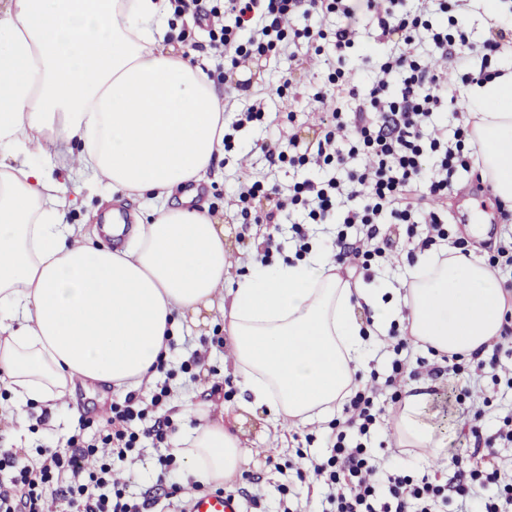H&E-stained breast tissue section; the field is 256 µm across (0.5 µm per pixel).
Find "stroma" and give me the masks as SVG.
Returning a JSON list of instances; mask_svg holds the SVG:
<instances>
[{
  "mask_svg": "<svg viewBox=\"0 0 512 512\" xmlns=\"http://www.w3.org/2000/svg\"><path fill=\"white\" fill-rule=\"evenodd\" d=\"M169 40L173 48H192L198 54L199 61L207 68H214L216 60L209 47L206 28L191 26L185 17L172 15L169 28ZM392 50L390 44L376 37L375 26L365 22L356 44L346 61L351 80L359 87H366L374 78V65ZM298 53L304 54L303 65L286 70L283 60L271 58L259 60L238 68V79L251 85L249 94L237 95L227 85H217L216 91L224 100L225 124H236L239 112L255 102L264 103L269 115L268 121L253 122L238 126L231 139L229 149L223 150L213 163L207 176L194 188L197 203L207 204L211 214L224 226V246L233 258L247 261L253 254L257 240L267 233L265 225L243 226L234 219L237 194L240 188L254 180L263 181L266 187H277L280 193H287L289 185L300 175L317 179L323 171L317 164H310L306 173H299L289 167L269 166L259 145L262 142H287L290 136H298L301 141L314 138L322 129V114L314 100L315 93L324 87L329 73L325 56L307 53L305 46H298ZM289 80L291 86L287 98H278L274 90L282 82ZM293 111V121H275L278 112ZM468 178L457 181L447 199L442 203L448 212L455 233L468 236L469 232L483 233L485 242L506 236L512 232V223L507 224L501 218L499 201L493 190L476 192L468 187ZM305 224L308 242L312 245L326 246L327 235L321 225L306 224L302 212L282 213L281 232L276 236V249L269 255L270 260L285 259L293 256L295 243L292 239V227ZM387 235L395 240L396 249L385 265L372 266L367 270L347 269V278H355L366 283L402 282L408 276V252L406 228L400 224L385 227ZM224 333L221 319L210 318L207 321H186L180 337L174 340L171 357L165 365L172 387V403L167 413L176 417L178 428H185L186 420L178 416V400L207 402L212 414L222 410H234L242 393L232 376L224 372V360L229 355V346L218 343L217 338ZM200 356L201 364L191 372H184L182 365L191 356ZM412 358H415V374L405 377L403 388L416 384L427 385L431 398L425 410L424 419L436 438L445 448L465 452L469 448V429L472 425L473 404L491 399L492 405L486 411L483 424L485 430H492L497 417L512 414V388L493 384L492 375L512 377V336L503 339L496 354L495 364L486 368L482 376L468 378L466 384L472 391V404L452 405L445 399H438V392L450 391L453 376L434 375L425 360L430 353L421 344H413ZM391 392L382 388L377 392L379 402L386 406V415L372 438V446L379 457L384 458L385 468L389 472L404 471L415 476H429L441 483L450 482L453 472L447 459L431 461L428 452L422 448H398L394 432V417L397 408L390 402ZM123 393L111 387L91 383L87 387L77 388L74 400L68 410L55 413L47 412L43 405L34 403L27 409V426L18 428L7 416L11 410L9 394L0 389V448L17 449L23 462L37 460L42 448H53L63 442L64 435L70 434L78 417L83 413L103 417L109 411L112 402L123 400ZM332 432L331 423H314L306 426L252 427L244 437L249 455L240 471L223 486L226 493L232 494L240 502L243 512H282L280 487L288 483L295 470L306 468L309 458L327 455V441ZM159 452L146 447L141 459L128 464L126 471L130 476L129 494L147 504L145 512H159L154 502L158 475L157 458Z\"/></svg>",
  "mask_w": 512,
  "mask_h": 512,
  "instance_id": "obj_1",
  "label": "stroma"
}]
</instances>
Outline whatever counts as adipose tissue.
<instances>
[{"label": "adipose tissue", "mask_w": 512, "mask_h": 512, "mask_svg": "<svg viewBox=\"0 0 512 512\" xmlns=\"http://www.w3.org/2000/svg\"><path fill=\"white\" fill-rule=\"evenodd\" d=\"M169 0H9L0 9V385L17 419L33 402L67 408L76 382H151L187 317L218 312L231 368L274 425L341 410L392 323L422 345L470 355L499 336L508 294L478 255L420 257L401 286L344 280L314 249L256 262L226 287L224 227L185 194L224 147V101L202 65L167 43ZM478 162L512 203V68L468 90ZM112 194L165 205L135 217L120 249L69 224L66 171ZM371 315L370 323L360 313ZM427 393L403 400L398 445L441 443ZM171 440L190 475L223 484L247 457L239 432L207 409Z\"/></svg>", "instance_id": "1"}]
</instances>
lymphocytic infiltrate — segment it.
<instances>
[{"instance_id":"f902f5d3","label":"lymphocytic infiltrate","mask_w":512,"mask_h":512,"mask_svg":"<svg viewBox=\"0 0 512 512\" xmlns=\"http://www.w3.org/2000/svg\"><path fill=\"white\" fill-rule=\"evenodd\" d=\"M460 0H224L231 18L211 35L216 58L230 61V69L218 77L238 92H247L248 82L233 78L232 68L243 60L267 58L291 42H304L315 54H328L338 61L328 75L326 90L315 100L328 114L327 129L311 147L296 142L280 149H266L270 164L302 171L318 164L325 175L303 177L289 187L275 211L262 212L257 200L269 197L261 182L251 183L238 196L236 214L247 224L274 223L276 214L301 207L313 224L335 219L342 224L332 242L337 261L351 260L367 266L382 258L390 246L380 228L403 224L420 251H429L451 239L444 216L433 201L447 196L455 179L471 173L477 160L472 126L461 121L452 132L430 134L435 114L455 107L452 80L469 85L485 82L497 73L503 57L504 31L482 43H474L466 22L458 12ZM332 14L333 32L310 27L295 28L297 15ZM373 18L381 38L398 45V52L384 58L366 90L349 84L341 66L355 44L361 19ZM452 56L454 74L436 70L431 51ZM480 52L479 72H471L470 57ZM358 102L354 116H347L340 103ZM371 164L353 169L359 156ZM383 413L375 396L354 390L336 420L329 455L314 459L299 480L319 482L326 490L324 512H438L448 506L449 495L472 502L474 512H512V483L497 485L495 494H485L497 484L499 465L486 455L493 441L512 445V417L503 418L493 437H485L481 426H471L472 452L452 454L455 485L437 483L394 473L386 486L375 476L379 462L369 447L370 437ZM136 392H128L123 403L112 406L106 433L88 437L94 420L85 416L66 441L65 448H43L38 464L22 465L13 453H0V512H46L47 501H63L75 512H142L124 486L112 476L115 465L139 450L140 437L154 443L167 441L174 430L168 418H158L144 433L131 431L129 422L142 418Z\"/></svg>"}]
</instances>
